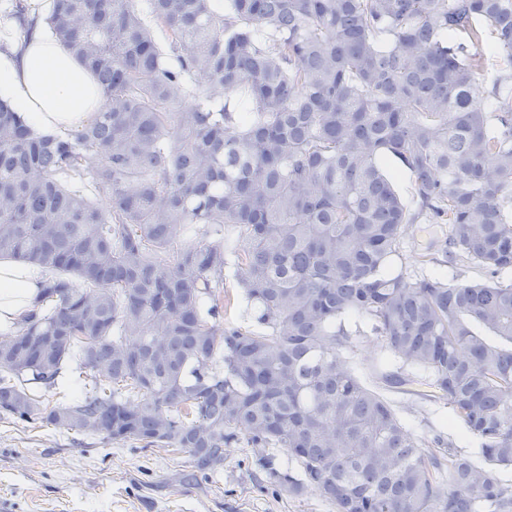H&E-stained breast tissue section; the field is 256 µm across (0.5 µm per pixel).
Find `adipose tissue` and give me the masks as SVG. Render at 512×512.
<instances>
[{
	"label": "adipose tissue",
	"instance_id": "1",
	"mask_svg": "<svg viewBox=\"0 0 512 512\" xmlns=\"http://www.w3.org/2000/svg\"><path fill=\"white\" fill-rule=\"evenodd\" d=\"M35 23L20 27L0 18V97L43 134H66L86 125L101 107L93 74L48 31L49 0H27ZM32 266L0 261V330L17 331L40 293Z\"/></svg>",
	"mask_w": 512,
	"mask_h": 512
}]
</instances>
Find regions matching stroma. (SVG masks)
I'll list each match as a JSON object with an SVG mask.
<instances>
[{
	"label": "stroma",
	"mask_w": 512,
	"mask_h": 512,
	"mask_svg": "<svg viewBox=\"0 0 512 512\" xmlns=\"http://www.w3.org/2000/svg\"><path fill=\"white\" fill-rule=\"evenodd\" d=\"M444 224L410 225L402 244V267L411 277L442 276L452 283L482 282V268L460 262H428L446 247ZM348 354L356 375L381 394L417 438L435 435L464 455L476 453L478 441L457 421L448 404L388 388L381 378L383 341L361 316ZM255 449L238 443L228 448L220 475H193L187 454L144 448L85 436L69 427L33 429L0 420V503L7 512H336L313 488L301 495L263 481Z\"/></svg>",
	"instance_id": "obj_1"
}]
</instances>
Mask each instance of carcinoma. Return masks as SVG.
<instances>
[{
    "instance_id": "carcinoma-1",
    "label": "carcinoma",
    "mask_w": 512,
    "mask_h": 512,
    "mask_svg": "<svg viewBox=\"0 0 512 512\" xmlns=\"http://www.w3.org/2000/svg\"><path fill=\"white\" fill-rule=\"evenodd\" d=\"M47 25L103 104L57 137L0 99V259L42 276L0 346V416L203 475L243 440L337 512H512V282L397 269L423 217L449 225V261L512 269V0H54ZM230 265L257 330L220 321ZM352 315L428 374L386 383L448 400L480 461L439 436L418 452L344 356ZM70 363L81 398L28 391ZM388 166L396 175L393 182L394 188L412 208L416 206L413 196V182L408 170L404 169L397 161L390 160Z\"/></svg>"
}]
</instances>
